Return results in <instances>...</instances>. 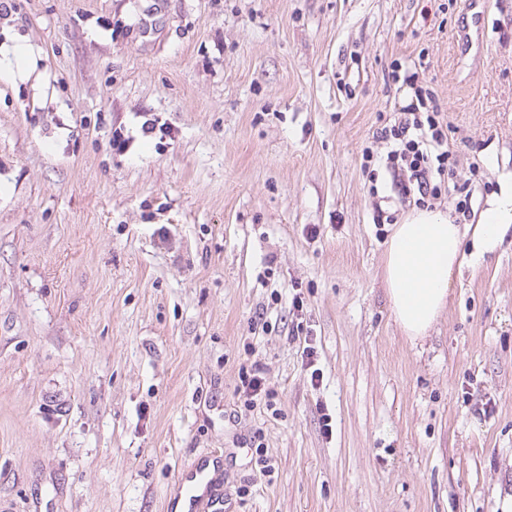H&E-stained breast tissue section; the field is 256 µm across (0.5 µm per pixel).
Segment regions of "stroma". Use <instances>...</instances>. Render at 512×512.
Listing matches in <instances>:
<instances>
[{
    "label": "stroma",
    "instance_id": "1",
    "mask_svg": "<svg viewBox=\"0 0 512 512\" xmlns=\"http://www.w3.org/2000/svg\"><path fill=\"white\" fill-rule=\"evenodd\" d=\"M8 2L0 512H166L215 451L225 512H502L512 244L411 346L380 276L407 209L362 153L415 68L483 205L512 171V0ZM241 387L237 389V391H241L243 389V394L246 396L247 405L254 404L255 399L262 395V392L265 393V396L268 395L266 390L264 389V379L258 376L256 373L251 375L247 370L244 372L242 370V375L240 376Z\"/></svg>",
    "mask_w": 512,
    "mask_h": 512
}]
</instances>
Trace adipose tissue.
<instances>
[{
    "label": "adipose tissue",
    "instance_id": "obj_1",
    "mask_svg": "<svg viewBox=\"0 0 512 512\" xmlns=\"http://www.w3.org/2000/svg\"><path fill=\"white\" fill-rule=\"evenodd\" d=\"M511 231L512 173L501 176L476 224L463 226L449 213L424 208L394 225L381 278L395 321L411 343L434 328L467 258L494 253Z\"/></svg>",
    "mask_w": 512,
    "mask_h": 512
}]
</instances>
